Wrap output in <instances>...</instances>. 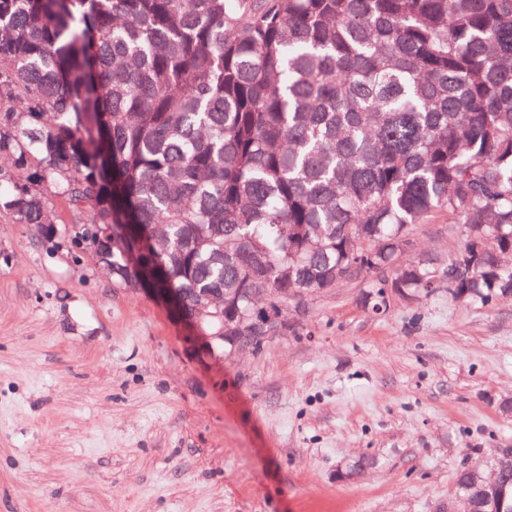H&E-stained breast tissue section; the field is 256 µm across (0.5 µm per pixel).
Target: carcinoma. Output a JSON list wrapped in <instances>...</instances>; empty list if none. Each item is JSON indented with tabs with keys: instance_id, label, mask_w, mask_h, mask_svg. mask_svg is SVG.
<instances>
[{
	"instance_id": "carcinoma-1",
	"label": "carcinoma",
	"mask_w": 512,
	"mask_h": 512,
	"mask_svg": "<svg viewBox=\"0 0 512 512\" xmlns=\"http://www.w3.org/2000/svg\"><path fill=\"white\" fill-rule=\"evenodd\" d=\"M0 158V217L48 233L62 201L114 281L155 267L191 313L352 266L373 312L428 295L457 255L393 262L440 214L468 262L448 294L512 300V0H0ZM495 471L456 494L512 512V449Z\"/></svg>"
}]
</instances>
